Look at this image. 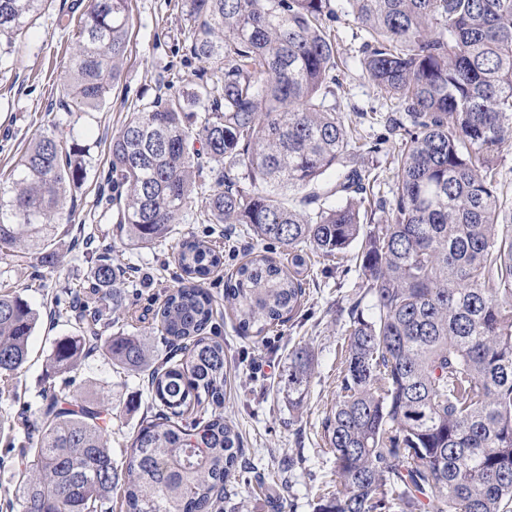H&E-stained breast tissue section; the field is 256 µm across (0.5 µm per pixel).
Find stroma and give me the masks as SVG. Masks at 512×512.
I'll list each match as a JSON object with an SVG mask.
<instances>
[{"mask_svg":"<svg viewBox=\"0 0 512 512\" xmlns=\"http://www.w3.org/2000/svg\"><path fill=\"white\" fill-rule=\"evenodd\" d=\"M88 2L49 0L25 35L12 45L0 46V181L8 177L40 130L54 122L73 125L75 137L90 146L94 161L84 181L72 191V221L84 225L96 239L111 243L116 263L139 272L138 280L121 279L114 285L123 297L121 310H113L111 301L101 302L105 333L113 336L133 327L152 348L163 346L155 312L177 286V242L192 234L224 243V263L204 283L215 300L211 333L224 341L229 374L224 415L238 426L246 456L264 472L259 483L232 479L224 509L271 512L270 500L280 498L283 512H313L318 494L336 483V464L324 443L322 422L338 398L349 311L362 295L355 261L350 256L339 263L332 257L312 255L305 293L291 318L267 335L243 336L224 298V283L247 253L280 257L277 245L250 237L242 224H180L146 249L131 248L116 237V212L103 188L113 134L134 108L160 95L191 90L206 65L185 54L189 23L183 0H131L133 28L121 74L100 109L72 123L60 105V89ZM330 5L335 17L327 26L343 62L336 107L357 122L366 141L380 142V152L364 156L360 163L375 179L380 196L386 197L401 146L399 137L388 135L387 120L399 116L400 109L360 66L364 33L346 0H330ZM56 249L58 260L50 273L27 259L0 260V292H20L41 313L29 341L27 364L12 380L0 381V512H11L9 504L20 494L18 449L28 441V420L37 416L43 403L52 343L74 330L65 314L70 290L92 282L94 262L84 256L73 234H59ZM299 345L312 350L315 366L304 402L295 410L288 405V354ZM66 379V392L73 401L97 398L111 403L112 454L123 458L150 414L139 378L99 354L82 361ZM281 456L294 459L293 471L278 468L276 460Z\"/></svg>","mask_w":512,"mask_h":512,"instance_id":"1","label":"stroma"}]
</instances>
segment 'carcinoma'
<instances>
[{"label":"carcinoma","mask_w":512,"mask_h":512,"mask_svg":"<svg viewBox=\"0 0 512 512\" xmlns=\"http://www.w3.org/2000/svg\"><path fill=\"white\" fill-rule=\"evenodd\" d=\"M47 2L0 0V37L23 34ZM327 2L184 0L187 54L212 73L134 109L112 137L116 233L147 248L190 214L196 224H246L277 244L288 265L255 255L225 281L244 336L297 309L305 247L342 259L358 244L371 315L350 309L338 399L322 422L339 481L315 512H512V224L493 165L512 145V0H346L367 34L363 69L405 116L389 127L405 140L390 202L355 161L381 143L360 141L336 111ZM131 29L130 0H91L62 85L74 122L102 105ZM198 105L205 115L193 129ZM91 161L89 146H65L55 122L34 139L0 186V256L55 267L67 188ZM329 170L336 181L323 186ZM208 180L207 208L195 211L192 196ZM364 201L385 214L369 231ZM87 249L94 282L70 308L77 333L53 341L47 370L63 375L100 353L145 374L159 410L118 462L112 408L50 389L36 442L21 451V512H103L117 489L125 512H221L224 484L252 470L221 412L224 340L206 335L214 299L203 280L223 255L203 239L178 243L180 286L155 313L166 342L155 359L133 332L102 338L94 303L123 306L112 285L124 271L112 245ZM40 318L21 294L0 293L1 380L27 363ZM313 370L308 348L289 352V406L303 404Z\"/></svg>","instance_id":"obj_1"}]
</instances>
